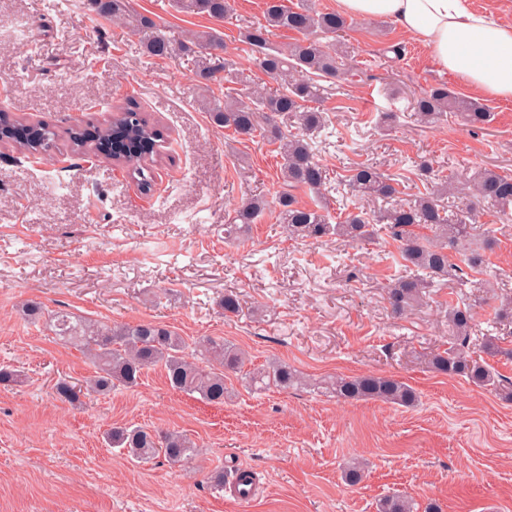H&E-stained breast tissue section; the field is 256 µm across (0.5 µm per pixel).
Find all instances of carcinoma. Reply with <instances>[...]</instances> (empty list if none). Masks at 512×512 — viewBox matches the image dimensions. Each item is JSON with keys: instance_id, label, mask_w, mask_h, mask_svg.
I'll return each mask as SVG.
<instances>
[{"instance_id": "carcinoma-1", "label": "carcinoma", "mask_w": 512, "mask_h": 512, "mask_svg": "<svg viewBox=\"0 0 512 512\" xmlns=\"http://www.w3.org/2000/svg\"><path fill=\"white\" fill-rule=\"evenodd\" d=\"M99 14L129 25L139 37L145 52L165 56L178 50L193 58L196 76L207 84L224 74V81L242 85L240 97L223 101L215 99L208 111L213 123L230 128L251 140H269L277 144L281 156V178L285 190L278 196L280 215L287 224L288 234L298 240L320 239L335 235L352 241L370 239L383 232L398 243L403 260V274L388 290L389 304L396 314H402L419 304L432 289L441 288L453 278L458 285L469 283L474 275L487 273L489 263L485 246L459 248L470 236L480 205L497 209L499 218L509 215L512 206V175L495 169H484L469 181L466 196L467 215L451 218L439 197L448 194V182L428 189L406 206H392L365 212L347 213L338 223L329 221L327 202L321 188L327 183V171L311 150L309 137L324 129L323 117L314 103L322 100L330 88L319 83L322 78L337 81L354 76L353 68L345 61L344 36L350 23L346 17L333 12L316 11L309 0L289 7L283 0H267L263 19L251 21L241 32L243 52L253 65L280 82L273 93L265 94L249 87L237 62L216 53L222 37L216 32L186 33L174 38L160 29L155 21L134 12L133 0H89ZM175 6L185 13L206 14L215 20L229 18L231 0H175ZM275 30L293 31L300 38L277 49L270 37ZM412 112L416 121L430 126L447 112L457 113L470 127H480L489 121L490 112L482 104L459 96L445 83H438L415 97ZM288 115L296 131L284 133L272 124L277 115ZM56 133L48 127L34 131L27 143L19 144L24 151L45 152L55 144ZM160 132L136 108L126 105L117 108L112 125L97 132V148L112 141L115 161L134 166L142 184H148L142 162L156 153ZM341 185L351 193L372 200L391 197L396 189L370 165L359 164L351 169ZM309 191L318 199L312 203L299 202L295 192ZM265 202L248 198L236 209L224 228V234L238 239L256 223L265 210ZM57 335L80 342L89 350L95 375L88 381L89 390L105 393L115 386L133 387L143 371L160 366L169 385L178 391L198 394L208 403H224L226 388L224 373L240 372L245 365V352L222 338L206 337L195 346L196 359L187 358L188 345L183 337L168 327L153 323L114 325L73 320L66 314L56 316ZM448 331L452 341L448 349L429 359L438 373L462 377L478 387H490L512 400V380L496 371L487 361L471 351L474 315L469 304H448ZM252 386L264 389L271 385L288 389L302 384V377L286 362H276L267 368L247 372ZM325 388L338 399H377L408 407L417 396L406 383L389 377L336 376L324 382ZM56 393L76 404L82 390L62 380L55 384ZM112 447L123 450L136 461H149L158 454L171 463H179L194 455L197 449L179 433H160L141 427L112 428L106 432ZM412 502L400 494L380 500L377 512H412Z\"/></svg>"}]
</instances>
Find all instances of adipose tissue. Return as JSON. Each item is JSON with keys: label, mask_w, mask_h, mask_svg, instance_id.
I'll list each match as a JSON object with an SVG mask.
<instances>
[{"label": "adipose tissue", "mask_w": 512, "mask_h": 512, "mask_svg": "<svg viewBox=\"0 0 512 512\" xmlns=\"http://www.w3.org/2000/svg\"><path fill=\"white\" fill-rule=\"evenodd\" d=\"M336 10L359 19L392 20L468 87L512 100V22L474 10L468 0H336Z\"/></svg>", "instance_id": "obj_1"}]
</instances>
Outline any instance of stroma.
Masks as SVG:
<instances>
[{
  "mask_svg": "<svg viewBox=\"0 0 512 512\" xmlns=\"http://www.w3.org/2000/svg\"><path fill=\"white\" fill-rule=\"evenodd\" d=\"M265 0H235V19L176 10L172 0H133L164 26L221 34L235 54L244 22ZM406 48L393 61L389 47ZM348 55L357 71L320 104L330 137L311 146L330 177L367 163L396 188L393 203L423 192L414 161L434 179L465 181L475 171L512 173V101L484 98L491 120L473 131L455 116L424 128L407 104L430 85L473 97L429 51L388 19L351 21ZM134 99L161 132L150 189L107 155L86 161L66 134L92 132ZM14 127L49 125L55 148L37 156L0 143V512H377L391 494L415 512H512V401L461 377L431 370L448 346V305L474 303L476 338L493 334L482 289L432 292L394 316L388 286L402 259L391 240H297L279 220L282 159L273 145L215 126L191 64L180 52L155 57L126 27L87 0H0V113ZM267 202L240 240L224 235L242 197ZM491 229L487 278L512 295V221L485 209L475 235ZM240 299L225 314V293ZM47 315L28 322L27 301ZM110 326L153 321L186 342L221 337L248 353L250 367L277 359L314 382L340 374L397 378L415 406L344 402L309 387L257 391L229 374L232 395L209 404L173 390L161 367L138 386L72 405L55 385L94 373L84 347L59 340L49 313ZM115 426L186 434L199 448L182 465L140 463L110 447ZM353 459L366 464L354 485ZM251 468L250 501L212 489L216 472Z\"/></svg>",
  "mask_w": 512,
  "mask_h": 512,
  "instance_id": "stroma-1",
  "label": "stroma"
}]
</instances>
